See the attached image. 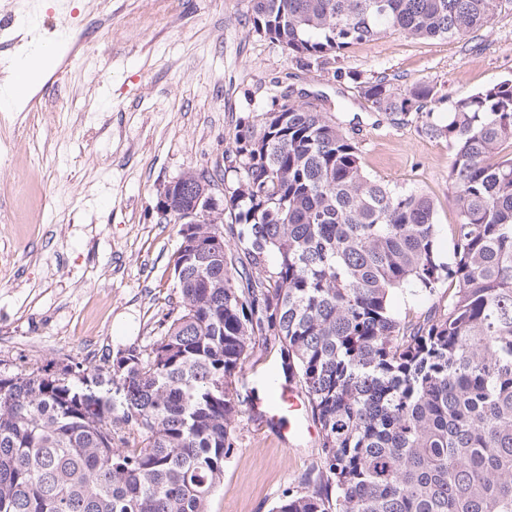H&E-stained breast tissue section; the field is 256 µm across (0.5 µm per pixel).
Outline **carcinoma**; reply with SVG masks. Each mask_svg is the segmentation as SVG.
Returning a JSON list of instances; mask_svg holds the SVG:
<instances>
[{"label": "carcinoma", "instance_id": "obj_1", "mask_svg": "<svg viewBox=\"0 0 512 512\" xmlns=\"http://www.w3.org/2000/svg\"><path fill=\"white\" fill-rule=\"evenodd\" d=\"M510 2L250 0V21L322 68L386 31L463 38ZM350 77L392 120L441 101L428 82ZM424 132L453 149L447 261L433 202L364 173L353 137L317 105L284 93L241 119L224 209L177 225L180 311L152 346L93 368L0 371V512H207L241 413L230 378L271 340L322 453L271 512H512V157H500L512 79ZM164 195L187 210L182 192ZM226 218L233 247L212 233ZM445 284L423 321L394 313L396 291Z\"/></svg>", "mask_w": 512, "mask_h": 512}]
</instances>
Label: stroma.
I'll list each match as a JSON object with an SVG mask.
<instances>
[{
  "label": "stroma",
  "mask_w": 512,
  "mask_h": 512,
  "mask_svg": "<svg viewBox=\"0 0 512 512\" xmlns=\"http://www.w3.org/2000/svg\"><path fill=\"white\" fill-rule=\"evenodd\" d=\"M249 0H0V79L9 63L59 42L34 98L0 113V371L99 363L145 347L176 308L170 260L177 226L157 202L190 170L215 171L216 192L236 178L239 121L287 89L322 95L352 123L363 170L434 203L436 222L458 221L448 183L453 153L427 136L426 115L393 122L358 84L384 73L395 86H436L451 101L512 77V9L464 38L407 39L387 32L350 47L336 65L303 66L249 23ZM276 345L232 379L243 404L266 396ZM233 455L207 512H270L315 473L318 438L286 447L243 411Z\"/></svg>",
  "instance_id": "1"
}]
</instances>
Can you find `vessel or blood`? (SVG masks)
Instances as JSON below:
<instances>
[{"label": "vessel or blood", "mask_w": 512, "mask_h": 512, "mask_svg": "<svg viewBox=\"0 0 512 512\" xmlns=\"http://www.w3.org/2000/svg\"><path fill=\"white\" fill-rule=\"evenodd\" d=\"M250 411L267 425L276 427L288 440L294 441L312 432L306 421V399L294 385L279 384L272 401H256Z\"/></svg>", "instance_id": "vessel-or-blood-1"}]
</instances>
